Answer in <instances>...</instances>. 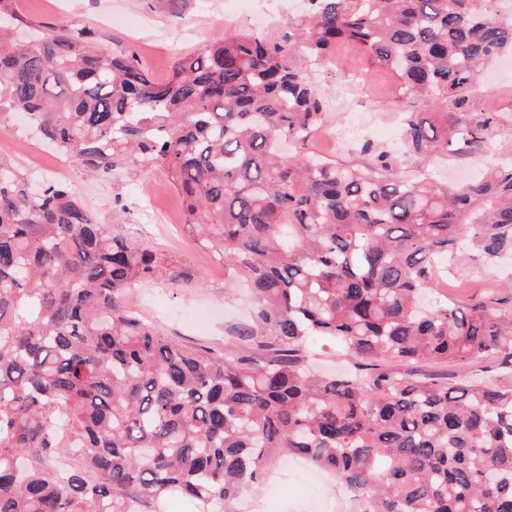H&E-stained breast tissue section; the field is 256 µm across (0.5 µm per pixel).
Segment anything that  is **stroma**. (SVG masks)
I'll return each mask as SVG.
<instances>
[{
    "instance_id": "stroma-1",
    "label": "stroma",
    "mask_w": 512,
    "mask_h": 512,
    "mask_svg": "<svg viewBox=\"0 0 512 512\" xmlns=\"http://www.w3.org/2000/svg\"><path fill=\"white\" fill-rule=\"evenodd\" d=\"M6 9L32 26H66L84 32L104 52L136 58L155 79H166L174 62L202 51L227 33L252 28V19L239 16L235 0H187L181 13H173L169 0H7ZM370 71V86L362 92L344 85L341 71ZM494 79L489 95H474L475 111L512 113V70L493 62L483 73ZM312 80L325 100L345 95L348 101H365L368 125L362 140L352 141L343 157L359 156L361 142L383 148L396 147L400 136L397 113L383 109L397 87L384 70L371 68L360 48L350 43L338 46L334 59L317 69ZM0 151L9 154L29 176L31 191L55 181V166H70L67 183L97 223L107 230L161 251L171 265L184 271L176 282L157 281L135 286L129 295L146 319L165 333L190 346H206L222 353L257 356L256 344L240 341L236 331L249 324L251 298L246 286L224 277V264L203 249L178 224H156L147 216L144 196H151L162 211L181 215L178 191L159 167L131 166L115 176H94L43 141L33 129L23 127L18 116L0 113ZM455 271L470 282L469 288L453 290L451 297L465 301L476 287L500 290L512 273V263L491 267L463 249ZM360 503L352 492L326 473H313L295 463L276 465L269 478L230 506L231 512H358Z\"/></svg>"
}]
</instances>
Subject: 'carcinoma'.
Instances as JSON below:
<instances>
[{"instance_id":"cac0c4a2","label":"carcinoma","mask_w":512,"mask_h":512,"mask_svg":"<svg viewBox=\"0 0 512 512\" xmlns=\"http://www.w3.org/2000/svg\"><path fill=\"white\" fill-rule=\"evenodd\" d=\"M278 32L235 31L157 81L66 26L0 10V111L92 173L163 168L186 231L255 294L237 332L264 356L190 347L127 300L176 275L98 224L65 185L37 197L0 155V512H220L283 456L361 493V512H512V382L439 383L390 363L491 361L512 376V295L425 307L462 246L512 253V158L468 184L422 162L471 156L512 114L473 112L512 51L498 0H307ZM359 44L402 97V151H301L327 117L308 72ZM314 336L355 372L310 367ZM79 463L61 470L60 435Z\"/></svg>"}]
</instances>
